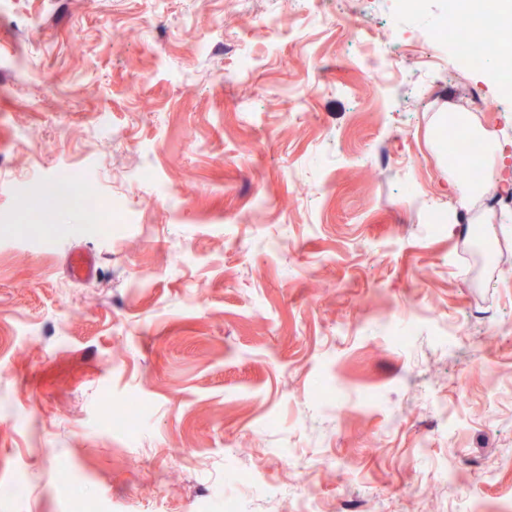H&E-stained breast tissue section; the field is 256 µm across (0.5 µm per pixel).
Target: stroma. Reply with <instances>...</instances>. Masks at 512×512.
<instances>
[{"instance_id": "obj_1", "label": "stroma", "mask_w": 512, "mask_h": 512, "mask_svg": "<svg viewBox=\"0 0 512 512\" xmlns=\"http://www.w3.org/2000/svg\"><path fill=\"white\" fill-rule=\"evenodd\" d=\"M446 3L0 0V512H512V207L438 125L512 98Z\"/></svg>"}]
</instances>
